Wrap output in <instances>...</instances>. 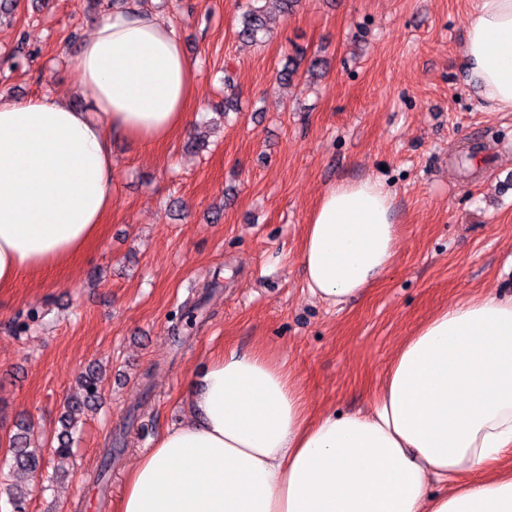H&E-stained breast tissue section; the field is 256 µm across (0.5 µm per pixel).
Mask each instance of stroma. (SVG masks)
Instances as JSON below:
<instances>
[{
  "instance_id": "1",
  "label": "stroma",
  "mask_w": 512,
  "mask_h": 512,
  "mask_svg": "<svg viewBox=\"0 0 512 512\" xmlns=\"http://www.w3.org/2000/svg\"><path fill=\"white\" fill-rule=\"evenodd\" d=\"M236 3L143 0L198 62L193 127L150 147L112 136V209L99 239L0 290V512H11L18 481L8 466L17 422L30 420L48 452L89 364L106 368L101 406L72 458L48 452L44 474L67 476L48 488L32 478L29 512H114L138 457L190 417L189 383L226 351L264 344L315 412H353L436 309L512 296V112L481 109L467 83L470 0H301L259 46L238 40ZM107 13L96 0H19L0 13V96L91 109L75 82L77 49ZM21 36L38 55L13 68ZM298 51L325 67L279 84ZM229 88L238 111L192 151ZM368 176L395 193L394 266L330 308L304 287L303 229L325 189ZM32 310L38 319L21 329Z\"/></svg>"
}]
</instances>
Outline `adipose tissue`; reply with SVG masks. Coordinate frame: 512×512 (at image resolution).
<instances>
[{"label": "adipose tissue", "instance_id": "obj_1", "mask_svg": "<svg viewBox=\"0 0 512 512\" xmlns=\"http://www.w3.org/2000/svg\"><path fill=\"white\" fill-rule=\"evenodd\" d=\"M461 51L483 109L512 112V0H471ZM196 63L154 13L115 11L82 42L76 81L94 109L50 95L0 99V288L58 266L112 207L110 137L188 130ZM394 197L343 181L304 226L309 294L337 307L395 261ZM192 417L127 476L115 512H512V298L440 307L396 348L367 413L313 416L284 362L225 352L190 383Z\"/></svg>", "mask_w": 512, "mask_h": 512}]
</instances>
